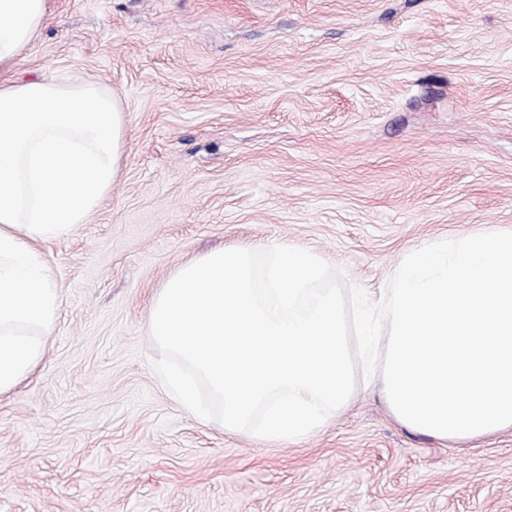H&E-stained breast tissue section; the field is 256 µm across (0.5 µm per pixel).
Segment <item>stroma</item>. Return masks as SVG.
Masks as SVG:
<instances>
[{
    "label": "stroma",
    "mask_w": 512,
    "mask_h": 512,
    "mask_svg": "<svg viewBox=\"0 0 512 512\" xmlns=\"http://www.w3.org/2000/svg\"><path fill=\"white\" fill-rule=\"evenodd\" d=\"M121 100L124 160L38 243L59 304L0 395V512H512V427L409 431L381 373L289 442L186 411L151 302L185 262L288 244L383 296L402 254L512 232V0H47L18 56Z\"/></svg>",
    "instance_id": "obj_1"
}]
</instances>
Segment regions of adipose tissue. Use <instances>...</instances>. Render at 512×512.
<instances>
[{
    "mask_svg": "<svg viewBox=\"0 0 512 512\" xmlns=\"http://www.w3.org/2000/svg\"><path fill=\"white\" fill-rule=\"evenodd\" d=\"M46 18V0H0V395L40 363L57 312L38 241L86 223L111 193L125 118L111 90L11 71Z\"/></svg>",
    "mask_w": 512,
    "mask_h": 512,
    "instance_id": "obj_1",
    "label": "adipose tissue"
}]
</instances>
